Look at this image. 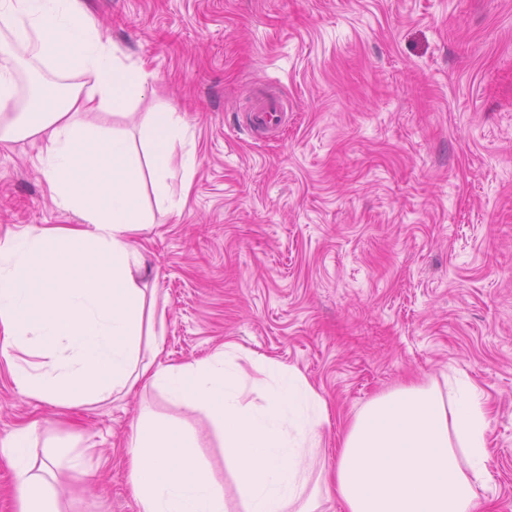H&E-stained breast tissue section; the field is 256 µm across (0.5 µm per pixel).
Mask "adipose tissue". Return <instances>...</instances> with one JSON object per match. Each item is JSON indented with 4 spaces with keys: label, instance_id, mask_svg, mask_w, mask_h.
I'll use <instances>...</instances> for the list:
<instances>
[{
    "label": "adipose tissue",
    "instance_id": "obj_1",
    "mask_svg": "<svg viewBox=\"0 0 512 512\" xmlns=\"http://www.w3.org/2000/svg\"><path fill=\"white\" fill-rule=\"evenodd\" d=\"M64 79L60 97L20 73ZM147 75L115 54L81 0H0V142L31 140L48 190L75 226L28 229L0 241V361L19 391L61 408L104 402L136 386L205 413L221 439L228 482L214 479L197 437L139 419L127 443L140 512H485L493 481L491 410L467 379L402 384L363 405L343 429L333 469L321 468L326 399L297 368L228 341L183 364L155 360L145 334L142 253L131 235L158 210L181 207L177 171L195 151L177 113H154L147 151L126 130L81 120L143 91ZM34 425L0 439L16 512H61L59 470L82 471L74 444L36 456Z\"/></svg>",
    "mask_w": 512,
    "mask_h": 512
}]
</instances>
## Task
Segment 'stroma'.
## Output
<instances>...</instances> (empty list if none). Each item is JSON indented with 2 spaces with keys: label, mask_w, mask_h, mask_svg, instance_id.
Listing matches in <instances>:
<instances>
[{
  "label": "stroma",
  "mask_w": 512,
  "mask_h": 512,
  "mask_svg": "<svg viewBox=\"0 0 512 512\" xmlns=\"http://www.w3.org/2000/svg\"><path fill=\"white\" fill-rule=\"evenodd\" d=\"M122 63L148 73L123 113L86 121L141 146L177 112L195 146L179 214L133 236L157 360L231 340L301 370L326 398L333 466L345 422L377 394L453 369L493 406L490 512H512V0H82ZM281 124L250 129L258 96ZM27 141L0 144V239L77 223ZM209 418L153 389L70 409L21 394L0 364V438L78 439L63 512H140L126 441L143 413Z\"/></svg>",
  "instance_id": "1"
}]
</instances>
